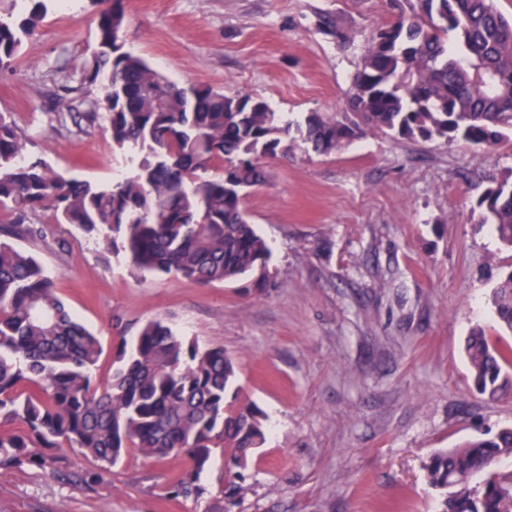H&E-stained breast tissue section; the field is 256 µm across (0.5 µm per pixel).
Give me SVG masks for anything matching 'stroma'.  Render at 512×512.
<instances>
[{"mask_svg":"<svg viewBox=\"0 0 512 512\" xmlns=\"http://www.w3.org/2000/svg\"><path fill=\"white\" fill-rule=\"evenodd\" d=\"M125 48L175 82L240 91L289 122L346 106L370 30L398 0H124ZM104 0H50L38 31L0 68V113L26 154L56 171L109 183L127 165L104 121L52 122L62 96L94 110L82 84ZM351 33L343 43L324 20ZM268 180L245 200L271 255L257 288L202 287L103 261L69 224L23 242L57 277L66 304L100 337L98 382L116 337L160 317L238 365L239 400L262 408L266 441L233 512H442L423 464L436 450L512 426V397L478 394L465 354L472 329L512 340L490 299L512 250L472 210L512 170V137L488 149L373 130L340 151L294 138L266 160ZM58 465L0 467V512H222L223 464L199 500L170 496L178 459L129 452L97 467L66 448Z\"/></svg>","mask_w":512,"mask_h":512,"instance_id":"obj_1","label":"stroma"}]
</instances>
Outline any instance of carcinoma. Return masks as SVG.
<instances>
[{
	"instance_id": "cac0c4a2",
	"label": "carcinoma",
	"mask_w": 512,
	"mask_h": 512,
	"mask_svg": "<svg viewBox=\"0 0 512 512\" xmlns=\"http://www.w3.org/2000/svg\"><path fill=\"white\" fill-rule=\"evenodd\" d=\"M0 0V66L34 35L48 0ZM408 11L374 27L353 75L346 111L312 112L302 137L332 154L367 130L403 139L462 140L491 148L512 133V15L495 0H406ZM122 0L99 15L83 82L99 92L88 121L103 118L130 169L109 185L66 176L27 158L25 140L0 113V466L44 468L48 451L79 449L113 466L130 449L185 461L174 487L199 499L201 474L224 457L222 494L246 489L242 473L265 442L266 416L238 402L237 363L153 318L133 345L118 337L112 376L95 381L99 337L60 297L54 277L15 240L44 242L53 225L72 224L104 260L123 255L139 270L176 274L201 286L237 283L263 272L266 239L242 207L263 186L262 160L288 155L291 124L268 103L240 91L180 86L124 50ZM39 212L51 223L33 224ZM512 247V174L494 181L473 209ZM497 323L512 332V271L491 295ZM465 351L474 384L490 399L512 394V345L481 328ZM512 428L432 454L428 483L444 494L443 512H512Z\"/></svg>"
}]
</instances>
